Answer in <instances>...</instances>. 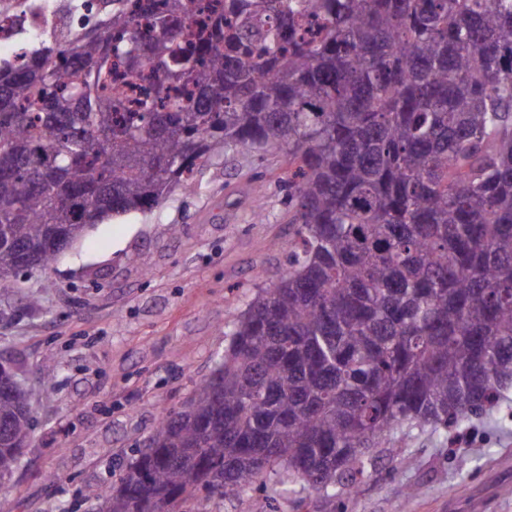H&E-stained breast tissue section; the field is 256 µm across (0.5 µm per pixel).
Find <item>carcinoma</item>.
Wrapping results in <instances>:
<instances>
[{
  "label": "carcinoma",
  "instance_id": "1",
  "mask_svg": "<svg viewBox=\"0 0 512 512\" xmlns=\"http://www.w3.org/2000/svg\"><path fill=\"white\" fill-rule=\"evenodd\" d=\"M203 18L198 51L185 26ZM0 60V285L150 210L229 148L292 167L288 273L258 289L95 512H185L364 458L512 385V0H101ZM154 82L122 91L124 68ZM32 428L0 373V476Z\"/></svg>",
  "mask_w": 512,
  "mask_h": 512
}]
</instances>
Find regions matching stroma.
I'll list each match as a JSON object with an SVG mask.
<instances>
[{"instance_id":"35a3bbf8","label":"stroma","mask_w":512,"mask_h":512,"mask_svg":"<svg viewBox=\"0 0 512 512\" xmlns=\"http://www.w3.org/2000/svg\"><path fill=\"white\" fill-rule=\"evenodd\" d=\"M283 151H227L190 188L94 226L48 270L0 286V358L28 390L33 438L0 476V512H73L208 378L253 292L288 271ZM54 356L52 377L42 372ZM353 495L270 483L279 512H512V412L375 449ZM418 488L398 507L394 490Z\"/></svg>"}]
</instances>
